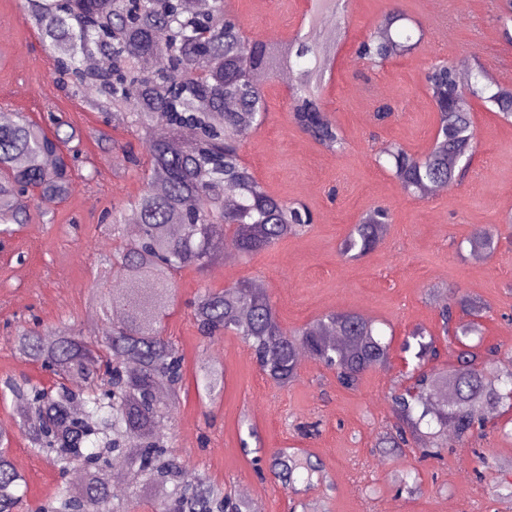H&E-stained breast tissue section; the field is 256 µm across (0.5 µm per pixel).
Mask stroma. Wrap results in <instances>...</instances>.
<instances>
[{
    "label": "stroma",
    "mask_w": 512,
    "mask_h": 512,
    "mask_svg": "<svg viewBox=\"0 0 512 512\" xmlns=\"http://www.w3.org/2000/svg\"><path fill=\"white\" fill-rule=\"evenodd\" d=\"M231 2L248 34L268 42L334 30L336 56L322 101L345 146L333 153L300 131L290 116L287 84L266 78L267 118L242 139L240 155L269 192L305 205L313 222L252 258L176 274L164 334L184 359V380L166 427L171 453L218 487L235 494L247 489L254 512H512V499L499 493L500 484L512 482V436L492 429L477 441L485 457L480 479L472 472L471 450L453 439L438 459L409 450L386 457L378 448L395 422L388 395L402 368L406 336L423 330L441 361L454 359L438 316L449 289L486 305L483 346L512 351V123L475 103L470 168L439 198L407 195L376 161L392 143L415 154L431 147L437 126L425 84L431 63L446 60L461 72L481 64L492 78L512 77V42L490 0H341L323 25L310 21L311 0ZM393 7L404 14L406 29L422 34L421 44L380 67L359 60L358 43ZM384 103L395 115L381 124L374 114ZM0 110L26 113L49 132L61 120L77 134L79 155L66 198L29 200L28 224L0 248V383L26 378L47 385L48 372L19 359L13 332L36 321L47 331L66 323L88 334L93 292L112 290L103 278L114 247L106 216L143 187L139 163L147 149L92 109L88 94L72 95L63 85L18 0H0ZM376 206L391 218L383 242L361 258L342 256L354 224ZM480 225L498 233L493 253L473 252L468 244ZM242 280L266 290L287 328L331 312L374 319L393 335L390 366L367 370L348 390L333 370L306 357L297 381L275 385L239 337L214 341L194 325L189 303L199 289ZM210 359L224 370V390L213 398L198 391L195 379L197 365ZM18 420L16 400L0 399V426L12 434L9 453L21 462L26 481L21 510L30 512L51 496L59 474L29 451ZM282 448L319 458L328 484L300 495L284 489L271 468ZM410 470L419 474L413 495L398 490Z\"/></svg>",
    "instance_id": "35a3bbf8"
}]
</instances>
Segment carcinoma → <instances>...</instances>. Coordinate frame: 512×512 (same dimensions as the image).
I'll return each instance as SVG.
<instances>
[{"instance_id": "carcinoma-1", "label": "carcinoma", "mask_w": 512, "mask_h": 512, "mask_svg": "<svg viewBox=\"0 0 512 512\" xmlns=\"http://www.w3.org/2000/svg\"><path fill=\"white\" fill-rule=\"evenodd\" d=\"M23 9L39 29L44 51L61 76L74 77L72 93L94 80L97 108L114 110L112 120L144 140L148 164L145 187L112 208V280L117 287L99 298L101 334L81 336L70 327L47 332L20 326L14 339L19 357L53 375L49 386L25 380L7 388L27 400L19 431L30 451L47 458L61 476L83 471L74 488L63 480L34 512H121L112 504V470L131 467L153 512H249L243 502L221 495L210 481L174 458L161 434L171 418L184 375L183 357L163 334L173 305L175 275L186 267L205 270L226 249L241 258L269 250L313 222L312 214L273 196L243 164V137L261 127L267 108L251 72L276 75L293 60L312 56L316 65L300 71L289 87L294 124L332 152L344 148L341 130L322 107L320 88L328 51L311 36L267 42L249 36L226 0H212L206 14L195 0H24ZM399 10L380 18L359 42L356 56L383 64L414 47L413 35L398 25ZM112 58V70L84 67L96 55ZM159 56L151 73L139 68L147 55ZM428 92L437 113L431 148L412 154L391 144L382 155L401 188L418 198L430 186L456 181L472 156L475 129L471 101L491 103L512 120V82L479 69L463 85L440 62L428 71ZM231 101L234 107L225 108ZM73 133L46 132L26 115L0 124V236L30 214L23 197L59 198L72 182V165L62 146ZM162 182L163 192L154 189ZM388 212L368 211L343 243L353 258L384 239ZM496 231L476 229L471 250L492 249ZM199 334L239 337L260 370L286 387L299 377L301 353L336 371L346 388L368 369L390 364L391 343L374 322L356 312L331 313L317 323L289 330L263 288L240 281L222 291L200 290L192 302ZM474 317L456 320V310ZM483 306L468 295L452 294L439 316L456 344L454 363L438 367L434 341L414 331L402 345L404 370L389 393L399 422L383 435L385 448L416 447L423 457L447 448L448 432L465 445L486 435L487 421L512 408V370L495 367L498 348L485 353L465 339L480 331ZM197 385L211 396L223 388L224 372L211 364L197 369ZM0 430V512H18L24 476L8 452ZM274 475L298 492L315 481L326 484L320 464L281 448Z\"/></svg>"}]
</instances>
